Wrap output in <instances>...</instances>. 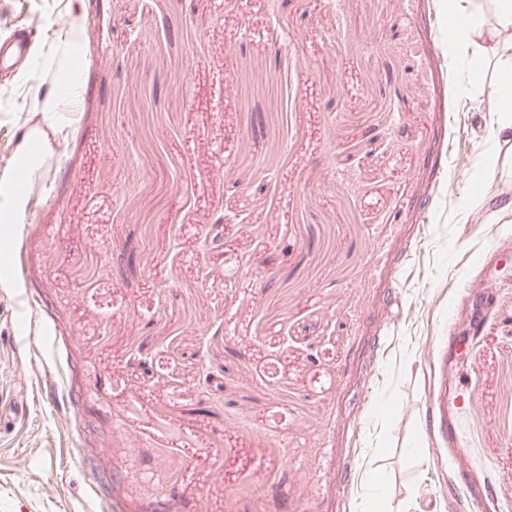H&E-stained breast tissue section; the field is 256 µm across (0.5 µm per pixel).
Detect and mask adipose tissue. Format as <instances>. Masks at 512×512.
I'll use <instances>...</instances> for the list:
<instances>
[{"mask_svg":"<svg viewBox=\"0 0 512 512\" xmlns=\"http://www.w3.org/2000/svg\"><path fill=\"white\" fill-rule=\"evenodd\" d=\"M488 9L496 17L495 24L483 20ZM448 29L449 40L459 56L481 52L498 62L499 77L490 91L499 114L495 135L504 142L512 140V44L503 38L504 32L512 29V0H462L450 15ZM75 48L73 41L62 42L56 68L60 90L36 102L37 108L47 115L59 112L64 98L78 96Z\"/></svg>","mask_w":512,"mask_h":512,"instance_id":"obj_1","label":"adipose tissue"}]
</instances>
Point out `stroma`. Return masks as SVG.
<instances>
[{
  "instance_id": "1",
  "label": "stroma",
  "mask_w": 512,
  "mask_h": 512,
  "mask_svg": "<svg viewBox=\"0 0 512 512\" xmlns=\"http://www.w3.org/2000/svg\"><path fill=\"white\" fill-rule=\"evenodd\" d=\"M75 20L82 91L50 120L69 0H0V38L37 36L0 71V171L34 120L61 151L0 232V396L26 408L0 512H368L375 471L387 512H512V183L448 0Z\"/></svg>"
}]
</instances>
